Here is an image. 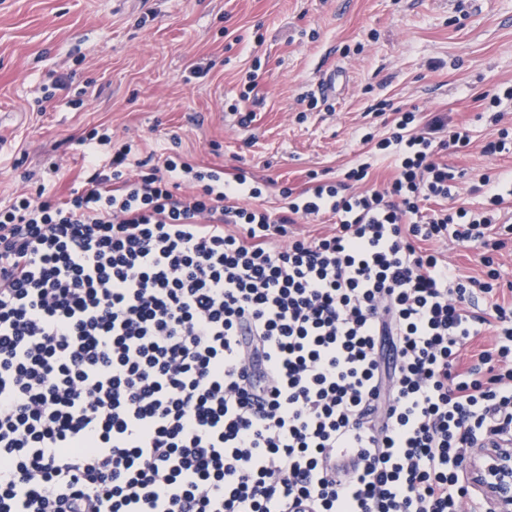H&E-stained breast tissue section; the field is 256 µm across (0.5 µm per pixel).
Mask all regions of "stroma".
<instances>
[{"label": "stroma", "instance_id": "1", "mask_svg": "<svg viewBox=\"0 0 512 512\" xmlns=\"http://www.w3.org/2000/svg\"><path fill=\"white\" fill-rule=\"evenodd\" d=\"M325 77L333 91L309 109ZM510 84L512 0H0V206L43 179L70 198L86 175L81 139L106 129L137 158L246 169L273 209L308 172L337 177L366 159L364 135L384 137L395 109L415 107L470 129L469 147L437 159L462 173L459 203L477 210V185L512 174V153L482 152L495 130L480 96ZM442 255L470 275L494 266L512 298V238Z\"/></svg>", "mask_w": 512, "mask_h": 512}]
</instances>
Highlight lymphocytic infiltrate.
<instances>
[{
  "label": "lymphocytic infiltrate",
  "instance_id": "lymphocytic-infiltrate-1",
  "mask_svg": "<svg viewBox=\"0 0 512 512\" xmlns=\"http://www.w3.org/2000/svg\"><path fill=\"white\" fill-rule=\"evenodd\" d=\"M470 141L397 112L386 187L313 172L275 214L245 170L131 174L106 133L69 199L0 207V512H481L463 461L512 443V303L437 247L504 248L512 178L451 207L436 156Z\"/></svg>",
  "mask_w": 512,
  "mask_h": 512
}]
</instances>
